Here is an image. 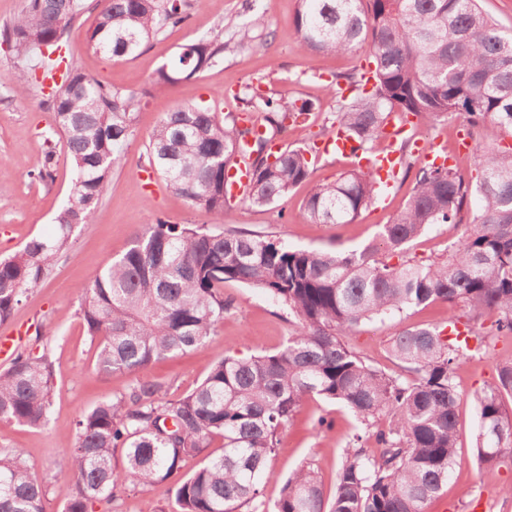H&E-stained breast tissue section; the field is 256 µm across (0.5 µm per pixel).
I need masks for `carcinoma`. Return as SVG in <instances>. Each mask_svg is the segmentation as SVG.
Segmentation results:
<instances>
[{
	"label": "carcinoma",
	"instance_id": "obj_1",
	"mask_svg": "<svg viewBox=\"0 0 512 512\" xmlns=\"http://www.w3.org/2000/svg\"><path fill=\"white\" fill-rule=\"evenodd\" d=\"M481 0H298L293 19L299 48L312 57L362 50L372 85L353 74L334 75V126L364 154L372 152L393 112L427 126L446 114L464 115L481 131L480 177L464 179L454 166L431 164L415 172L402 212L380 232L381 245L361 251L290 249L270 235L217 232L161 217L135 234L131 247L81 286V315L97 343V366L141 372L155 360L203 343L224 320L232 300L224 283L268 294L293 315L286 344L272 353L227 354L189 394L167 399L144 381L102 402L75 423L66 449L70 474L56 485L62 512H93L101 499L173 486L175 512H239L258 500L280 435L307 397L346 407L363 424L384 415L375 452L356 433L344 454L332 498L306 463L283 483L271 512H425L448 484L459 439L453 378L467 347L459 318L448 314L449 337L438 327L402 329L390 342L401 373L368 364L348 338L367 321L436 301L467 304V331L485 314L512 334V32L501 29ZM86 47L108 58L136 55L145 41L185 19V0H98ZM81 0H25L0 31V45L23 66L8 83L26 97L37 66L34 54L68 45ZM189 64L180 55L162 65L152 89L168 90L219 63L224 45L202 37ZM356 93L343 97L341 82ZM143 96L112 87L69 64L49 109L71 159L68 203L55 217L57 233L33 238L0 259V323L9 320L27 290L38 287L71 245L76 224L95 219L105 187L133 135ZM243 101L264 112L266 133L239 124L214 106H180L163 115L150 135V168L188 203L221 221L230 205L228 167L249 160L245 201L270 206L311 176L314 147L272 152L288 126L316 109L308 98L264 96L245 87ZM379 185L371 171L351 170L314 185L303 208L316 224H349L372 205ZM434 224H462L448 257L393 266L379 248L404 254ZM47 352L16 349L0 371V421L40 428L52 404ZM512 363L498 383L477 396L476 455L491 464L512 454ZM224 451L205 454L215 439ZM202 457L183 473L184 462ZM48 486L30 471L23 451L0 448V512H45Z\"/></svg>",
	"mask_w": 512,
	"mask_h": 512
}]
</instances>
